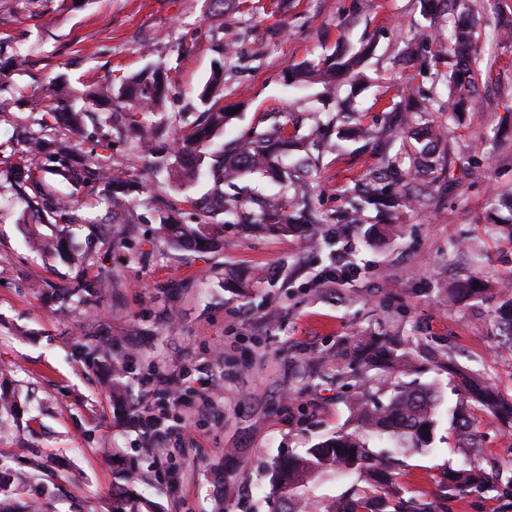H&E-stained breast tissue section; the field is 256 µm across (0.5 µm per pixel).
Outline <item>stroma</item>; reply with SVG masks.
Returning a JSON list of instances; mask_svg holds the SVG:
<instances>
[{"mask_svg":"<svg viewBox=\"0 0 512 512\" xmlns=\"http://www.w3.org/2000/svg\"><path fill=\"white\" fill-rule=\"evenodd\" d=\"M464 5L479 20L480 105L456 121L434 114L448 131L428 202L397 210V236L380 242L369 233L378 221L371 208L346 237L331 233L349 188L379 162L374 137L387 127V108L411 88L448 93L429 67L398 60L416 30L448 39L447 25H429L419 0H226L220 16L208 0H0V64L28 60L0 88V181L33 122L26 100L53 99L60 83L74 99L150 64L171 70L172 92L153 119L173 138L203 111L199 95L219 61L218 96L233 115L218 141L274 122L291 140L316 121L332 124L330 140L311 148L322 218L314 235L254 233L218 215L224 247L215 252L172 244L154 204L164 199L195 223L194 203L212 193V179L182 189L154 178L101 111L77 136L47 128L148 190L109 242L95 230L110 218L99 195L79 192L76 223L43 224L0 190V367L9 370L0 382L20 407L0 426V464L24 472L33 458L53 462L50 475L17 489V512L33 502L43 512H112L131 470L135 491L165 512H272L268 466L350 425L348 402L361 381L337 353L354 336L411 340L422 364L415 381L443 395L434 448L405 457L399 470L406 496L435 497L444 471L467 462L450 415L459 395L434 358L452 352L466 372L512 397V341L499 336L495 317L512 283V241L490 223L497 197L512 192V40L498 36L512 21V0ZM369 40L358 90L290 77L293 66ZM351 92L373 139L351 138L337 115ZM35 237L59 242V252L36 251ZM339 248L354 270L328 286ZM474 272L486 292L451 302L449 288ZM84 281L106 283L101 301L64 299ZM108 343L121 359V408L104 369L85 356ZM168 384L180 386L179 404H159L156 391ZM468 417L485 469L512 468V427L478 409Z\"/></svg>","mask_w":512,"mask_h":512,"instance_id":"stroma-1","label":"stroma"}]
</instances>
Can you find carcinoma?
I'll return each mask as SVG.
<instances>
[{"label": "carcinoma", "instance_id": "obj_1", "mask_svg": "<svg viewBox=\"0 0 512 512\" xmlns=\"http://www.w3.org/2000/svg\"><path fill=\"white\" fill-rule=\"evenodd\" d=\"M452 56L437 50L432 60L437 67V77L453 83L454 98L443 103L437 98L421 102L409 90L404 101L392 106L391 113L400 120L406 113L416 112L425 117L430 112H460L470 98L471 73L476 66L474 22L464 15L448 18ZM453 61L451 73L440 66ZM358 58L338 52L323 61L319 68H296L293 78L297 81H318L326 86L335 83L338 76H352ZM172 89L171 80L160 66L145 69L124 79L113 94L92 91L85 96V106L77 110L73 106L57 107L43 102L34 111L46 112L58 124L71 131H79L86 113L94 109H106L121 115V127L116 133L133 138L144 154L147 169L154 175L167 174L180 185H190L194 178L207 169L214 181L221 185L251 172L270 173L286 187L304 183L313 169L309 155L292 158L284 165L288 155V141L282 138L283 126L275 125L261 130L253 129L241 141L222 149L211 150L210 141L224 127L227 114L209 101V94L201 96L205 110L198 113L184 135L171 147L165 144L164 128L147 122V111L159 107ZM442 133L431 121L422 124L415 136L414 150L385 156L381 166L373 171L365 184L364 192L356 201L349 202L336 229L345 232V226L358 223L359 212L373 207L390 218L398 206H421L425 203L424 188L416 184L435 172V155L440 146ZM40 160L42 175H50L59 183L74 189L86 186H102V197L112 208V217L118 218L126 210L132 196L145 192L146 187L133 179L110 170L96 155L76 157L68 148L56 144L40 134L31 137L21 150L20 161L13 167L16 199L25 204L36 203L42 223L48 224L72 211L68 202L55 197L34 182L28 160ZM32 186L35 198L25 191ZM238 223L247 229L273 227L281 232H291L298 224H314L312 211L304 198L294 195L286 201L246 199L235 197ZM509 216L495 222L499 233L512 241V194L500 202ZM203 214L200 223L185 224L175 212L160 217L161 229L166 235L184 247L210 250L220 246V240ZM483 280L473 276L461 282L452 291L456 299L471 298L483 291ZM498 329L503 336L512 339V294L503 300L498 312ZM341 356L354 370L379 371L389 378L398 374L418 371L419 362L410 349L400 341L386 336H359L344 347ZM459 387L466 403L479 407L503 422L512 424V399H507L485 382L459 374ZM440 395L429 385L393 384L387 402H377L369 394L355 396L350 402L354 430H339L307 449L301 455L291 454L271 467V494H288V506L283 512H302L305 506L314 512H443L446 502L472 489L512 490V470L487 473L480 464V445L467 433V414H456L457 429L465 435L472 459L464 468L446 472L441 482V494L435 499L423 497L405 498L397 485L396 469L400 458L433 447L439 424ZM374 437L387 438L394 451L383 456L374 452L369 442ZM349 477L353 482L337 495L318 494L316 490L324 481ZM22 483L18 474L0 468V512H13V495ZM145 504L132 491L125 490L114 498L112 512H143Z\"/></svg>", "mask_w": 512, "mask_h": 512}]
</instances>
